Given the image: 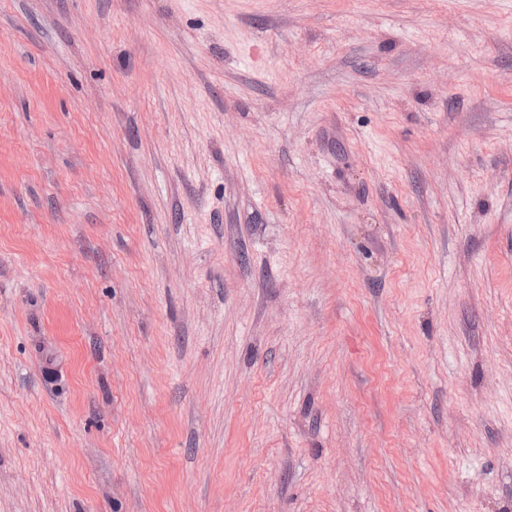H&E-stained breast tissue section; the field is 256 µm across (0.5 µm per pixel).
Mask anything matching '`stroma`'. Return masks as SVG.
<instances>
[{
  "mask_svg": "<svg viewBox=\"0 0 512 512\" xmlns=\"http://www.w3.org/2000/svg\"><path fill=\"white\" fill-rule=\"evenodd\" d=\"M0 512H512V0H0Z\"/></svg>",
  "mask_w": 512,
  "mask_h": 512,
  "instance_id": "stroma-1",
  "label": "stroma"
}]
</instances>
